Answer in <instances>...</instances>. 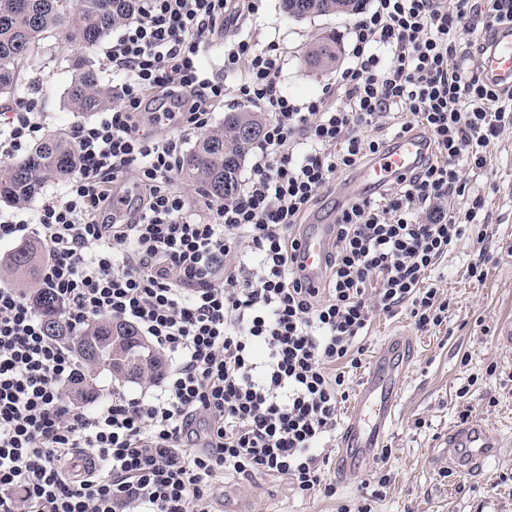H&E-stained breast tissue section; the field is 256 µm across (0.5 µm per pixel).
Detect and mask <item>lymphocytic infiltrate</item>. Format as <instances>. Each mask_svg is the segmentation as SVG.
<instances>
[{
	"label": "lymphocytic infiltrate",
	"mask_w": 512,
	"mask_h": 512,
	"mask_svg": "<svg viewBox=\"0 0 512 512\" xmlns=\"http://www.w3.org/2000/svg\"><path fill=\"white\" fill-rule=\"evenodd\" d=\"M257 0H143L105 51L112 107L70 129L80 166L36 209L0 214V242L39 241L42 288L73 331L108 317L137 327L171 366L133 396L75 403L84 366L46 335L29 296L0 279V512H212L219 477H280L335 496L325 468L348 369L376 314L408 311L417 331L448 318L441 258L483 241L482 196L464 193L512 128V90L486 84L464 33L486 40L512 0H373L352 28L336 92L297 101L270 48L224 43V76L201 49ZM178 105L154 112L156 97ZM263 112L250 175L197 205L175 186L181 135L207 130L226 97ZM35 98L0 113V155L41 129ZM423 130L430 154L381 192L347 198L319 287H305L299 228L339 175ZM134 178V207L112 197Z\"/></svg>",
	"instance_id": "f902f5d3"
}]
</instances>
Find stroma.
<instances>
[{"mask_svg": "<svg viewBox=\"0 0 512 512\" xmlns=\"http://www.w3.org/2000/svg\"><path fill=\"white\" fill-rule=\"evenodd\" d=\"M354 22V17L336 15L293 19L283 13L281 0H259L257 13L239 20L231 31L262 46L276 44L281 88L302 101L335 91L342 72L338 66L321 71L306 66L309 45L329 28L349 38ZM77 49L76 41L65 36L49 39L41 62L31 69V83L17 96L0 97V111L16 110L21 98H39L42 135H69L81 118L66 97L74 74L70 61ZM462 182L465 192L454 204L461 208L474 195L484 196L486 238L480 245L461 242L441 261L447 323L436 332L421 333L408 312L375 317L369 353L351 377V388H358L369 370L371 352L389 337H414L395 419L385 439L391 454L383 465L391 484L374 504V512H512V348L497 341L500 328L512 321V129L489 146L484 176L466 175ZM476 261L485 270L479 281L468 273L469 264ZM492 364L497 370L491 375L487 369ZM462 387L467 390L463 396L458 393ZM465 412L495 428L504 443L477 474L436 463L445 434ZM326 472L336 483V496H304L277 477L254 482L228 477L216 485L212 506L215 512H339L342 505H354L365 496L359 477L337 479L331 465Z\"/></svg>", "mask_w": 512, "mask_h": 512, "instance_id": "obj_1", "label": "stroma"}]
</instances>
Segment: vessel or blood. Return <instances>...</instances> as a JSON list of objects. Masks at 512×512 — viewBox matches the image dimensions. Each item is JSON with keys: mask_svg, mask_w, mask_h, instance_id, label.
Wrapping results in <instances>:
<instances>
[{"mask_svg": "<svg viewBox=\"0 0 512 512\" xmlns=\"http://www.w3.org/2000/svg\"><path fill=\"white\" fill-rule=\"evenodd\" d=\"M476 65L486 82L512 88V23L497 28L477 57ZM424 144L425 140L419 134L395 138L386 152L360 171V183L377 188L410 170L422 155ZM335 234L336 226L332 223L306 225L300 250L309 279H316ZM412 346L411 337L395 336L386 340L375 352L371 369L363 378L350 407L341 437L338 458L340 474L360 473L382 448L395 415L405 360ZM444 444L443 460L447 468L467 473L482 469L495 458L502 446V438L479 418L473 417L452 425Z\"/></svg>", "mask_w": 512, "mask_h": 512, "instance_id": "vessel-or-blood-1", "label": "vessel or blood"}]
</instances>
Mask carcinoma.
<instances>
[{
    "instance_id": "carcinoma-1",
    "label": "carcinoma",
    "mask_w": 512,
    "mask_h": 512,
    "mask_svg": "<svg viewBox=\"0 0 512 512\" xmlns=\"http://www.w3.org/2000/svg\"><path fill=\"white\" fill-rule=\"evenodd\" d=\"M364 0H282L291 18L321 15H353L362 10ZM140 0H0V97L15 95L22 84L21 66L35 58L45 41L66 32L82 47L71 67L74 78L67 88L69 107L74 112L93 114L112 105V88L102 84L89 58L91 51L107 41L120 23L140 13ZM341 43L336 31L321 33L305 54L306 65L322 70L339 62ZM263 129L262 118L250 111L228 112L224 123L202 135L193 149L181 159V174L198 183L215 200L236 192L238 173L250 146ZM79 164L73 144L49 135L24 157L0 168V204H26L43 187L68 177ZM41 253L32 242L17 245L7 267L19 281L38 273ZM33 300L51 336L67 335V328L56 303L41 288ZM80 358L106 372L121 360L131 366L135 381L158 377L164 365L161 355L138 331L123 321L102 318L90 322L74 341ZM74 396L88 402L103 397L84 377L74 382Z\"/></svg>"
}]
</instances>
